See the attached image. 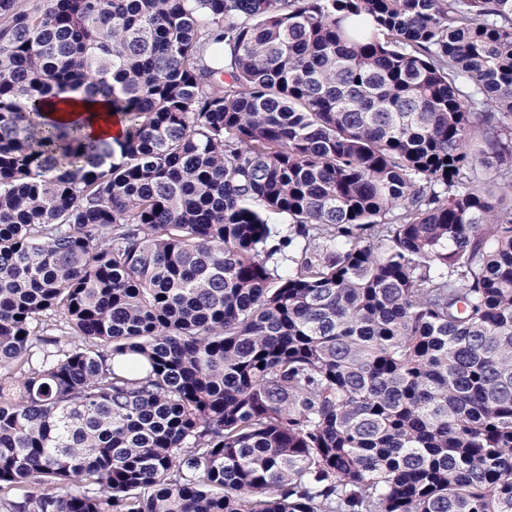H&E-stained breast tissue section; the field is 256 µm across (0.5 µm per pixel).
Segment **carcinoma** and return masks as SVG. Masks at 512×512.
<instances>
[{
    "label": "carcinoma",
    "instance_id": "1",
    "mask_svg": "<svg viewBox=\"0 0 512 512\" xmlns=\"http://www.w3.org/2000/svg\"><path fill=\"white\" fill-rule=\"evenodd\" d=\"M23 2L0 512H512V0ZM62 96L69 97L65 104L56 105V111L53 112L54 117L63 119H75L86 114H92L95 118L92 120V125L88 128L93 136H104L109 140L113 137L120 135L122 131L121 124L115 116L103 112L99 106L93 107L86 103L78 101L80 95L77 93H66ZM93 109H98L101 112H86Z\"/></svg>",
    "mask_w": 512,
    "mask_h": 512
}]
</instances>
